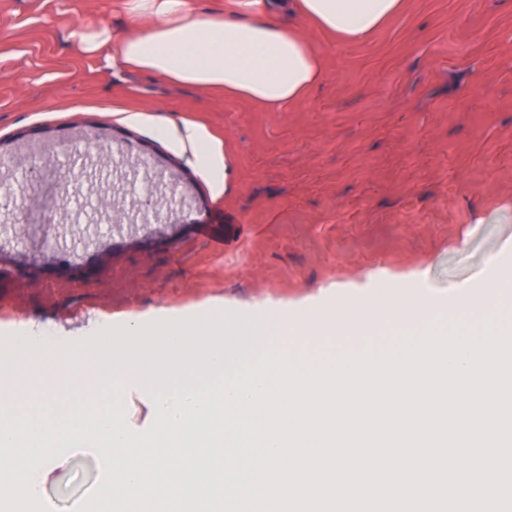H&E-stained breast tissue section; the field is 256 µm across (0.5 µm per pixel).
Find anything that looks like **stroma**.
I'll return each mask as SVG.
<instances>
[{"label": "stroma", "mask_w": 512, "mask_h": 512, "mask_svg": "<svg viewBox=\"0 0 512 512\" xmlns=\"http://www.w3.org/2000/svg\"><path fill=\"white\" fill-rule=\"evenodd\" d=\"M276 21L323 68L283 112L80 52L147 27L118 0H0V356L48 330L78 368L129 316L294 304L378 271L439 296L512 247V0H406L357 42ZM186 122L223 143L222 191L156 132ZM44 150L26 180L13 157ZM102 475L71 452L40 493L74 512Z\"/></svg>", "instance_id": "obj_1"}]
</instances>
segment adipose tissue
I'll use <instances>...</instances> for the list:
<instances>
[{
    "label": "adipose tissue",
    "instance_id": "ef3b65f1",
    "mask_svg": "<svg viewBox=\"0 0 512 512\" xmlns=\"http://www.w3.org/2000/svg\"><path fill=\"white\" fill-rule=\"evenodd\" d=\"M232 19L206 18L189 0H124L150 26L138 35L113 40L106 31L83 37L80 49L95 54L112 47L113 64L162 77L172 83L220 89L283 111L322 77L320 59L307 38L272 22V14L296 13L325 31L356 42L399 13L405 0H234ZM189 146L199 169L215 188H223L227 159L221 143L197 127L171 131Z\"/></svg>",
    "mask_w": 512,
    "mask_h": 512
}]
</instances>
